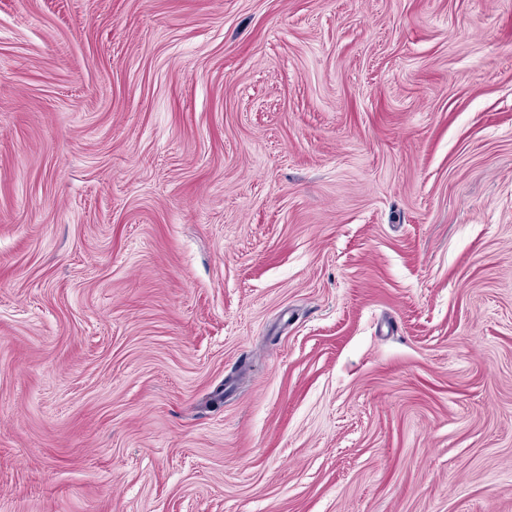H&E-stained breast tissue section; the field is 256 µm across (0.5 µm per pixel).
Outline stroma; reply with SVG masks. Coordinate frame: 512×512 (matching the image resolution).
Instances as JSON below:
<instances>
[{
  "instance_id": "35a3bbf8",
  "label": "stroma",
  "mask_w": 512,
  "mask_h": 512,
  "mask_svg": "<svg viewBox=\"0 0 512 512\" xmlns=\"http://www.w3.org/2000/svg\"><path fill=\"white\" fill-rule=\"evenodd\" d=\"M0 512H512V0H0Z\"/></svg>"
}]
</instances>
